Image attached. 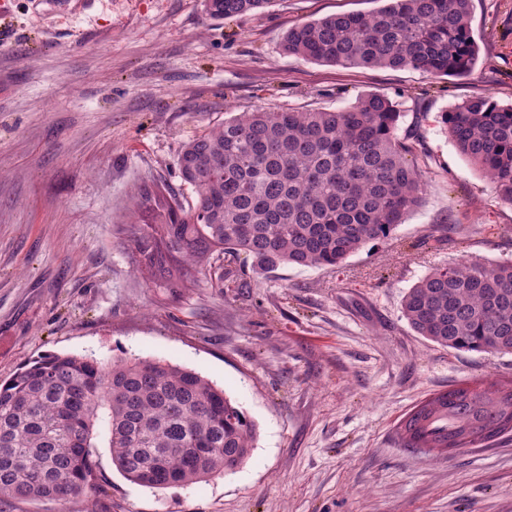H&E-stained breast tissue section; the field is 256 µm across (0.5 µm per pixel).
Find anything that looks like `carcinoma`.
<instances>
[{
    "instance_id": "obj_1",
    "label": "carcinoma",
    "mask_w": 512,
    "mask_h": 512,
    "mask_svg": "<svg viewBox=\"0 0 512 512\" xmlns=\"http://www.w3.org/2000/svg\"><path fill=\"white\" fill-rule=\"evenodd\" d=\"M272 0H204L231 19ZM471 0H390L291 28L282 50L349 67L415 69L462 77L478 58ZM399 112L379 95L343 109L242 112L189 140L179 175L186 207L158 182L139 187L125 228L150 288L177 293L195 273L224 287V255L260 271L280 264L336 267L392 237L423 199L425 182L397 135ZM457 150L512 203V104L476 93L443 113ZM413 330L456 351L512 353V260L432 267L406 293ZM108 424L113 465L130 482L181 487L233 473L254 448L256 425L223 388L160 360L103 364L51 355L0 384V501L92 498L106 478L92 460ZM512 432V380L460 384L416 406L400 424L407 448L446 453Z\"/></svg>"
}]
</instances>
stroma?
Wrapping results in <instances>:
<instances>
[{
  "mask_svg": "<svg viewBox=\"0 0 512 512\" xmlns=\"http://www.w3.org/2000/svg\"><path fill=\"white\" fill-rule=\"evenodd\" d=\"M387 0H271L215 20L203 0H12L0 34V381L52 354L164 360L223 387L257 436L234 473L187 487L126 480L109 448L94 499L0 512H512V433L436 455L397 426L434 392L512 379V354L419 336L405 293L451 259H512V204L456 150L441 114L475 93L512 102V0H472L479 59L463 77L342 68L286 55L301 23ZM380 94L422 173L392 238L333 268L257 270L224 285L146 287L123 231L137 186L194 193L183 145L242 112L335 109Z\"/></svg>",
  "mask_w": 512,
  "mask_h": 512,
  "instance_id": "stroma-1",
  "label": "stroma"
}]
</instances>
